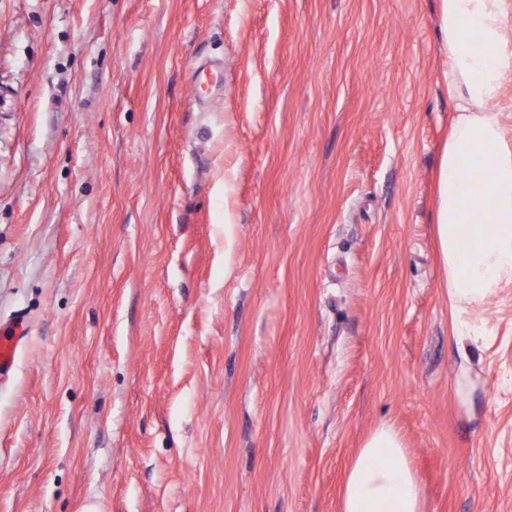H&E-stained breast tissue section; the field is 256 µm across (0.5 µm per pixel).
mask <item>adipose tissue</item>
<instances>
[{"mask_svg": "<svg viewBox=\"0 0 512 512\" xmlns=\"http://www.w3.org/2000/svg\"><path fill=\"white\" fill-rule=\"evenodd\" d=\"M512 0H441L454 101L439 169L436 237L455 336L468 314L512 284V136L500 101L512 86ZM407 448L387 423L364 441L338 512H424Z\"/></svg>", "mask_w": 512, "mask_h": 512, "instance_id": "1", "label": "adipose tissue"}]
</instances>
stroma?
Listing matches in <instances>:
<instances>
[{"instance_id":"stroma-1","label":"stroma","mask_w":512,"mask_h":512,"mask_svg":"<svg viewBox=\"0 0 512 512\" xmlns=\"http://www.w3.org/2000/svg\"><path fill=\"white\" fill-rule=\"evenodd\" d=\"M440 0H0V512H338L400 432L512 512V285L459 368ZM203 60L224 85L194 90ZM8 328V334L0 336V372L3 373L12 369L29 333L27 323L20 317L12 321Z\"/></svg>"}]
</instances>
